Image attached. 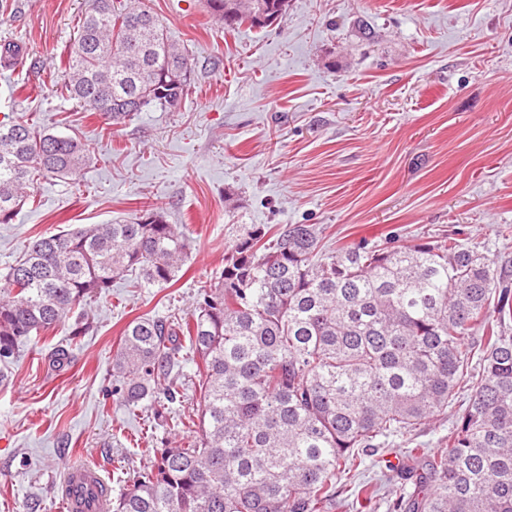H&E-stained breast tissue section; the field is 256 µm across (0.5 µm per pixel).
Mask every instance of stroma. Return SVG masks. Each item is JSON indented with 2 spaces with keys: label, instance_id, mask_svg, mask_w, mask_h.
I'll return each instance as SVG.
<instances>
[{
  "label": "stroma",
  "instance_id": "obj_1",
  "mask_svg": "<svg viewBox=\"0 0 512 512\" xmlns=\"http://www.w3.org/2000/svg\"><path fill=\"white\" fill-rule=\"evenodd\" d=\"M146 2L189 51L193 91L118 125L60 89L90 0L0 8V44L25 51L0 62V118L76 136L88 154L79 181L34 182L0 224V275L42 235L147 209L186 225L192 253L171 284L116 281L21 349L0 386V512H60L58 483L80 461L120 496L180 439L154 405L113 395L112 358L133 319L189 318L252 226L313 224L328 250L454 237L512 285V0H288L280 22L230 32L205 0ZM460 407L366 456L332 512L370 481L364 512H390L386 458L446 450Z\"/></svg>",
  "mask_w": 512,
  "mask_h": 512
}]
</instances>
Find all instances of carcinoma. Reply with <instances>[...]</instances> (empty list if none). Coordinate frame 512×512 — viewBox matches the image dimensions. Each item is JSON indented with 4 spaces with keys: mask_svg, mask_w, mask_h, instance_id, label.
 Wrapping results in <instances>:
<instances>
[{
    "mask_svg": "<svg viewBox=\"0 0 512 512\" xmlns=\"http://www.w3.org/2000/svg\"><path fill=\"white\" fill-rule=\"evenodd\" d=\"M281 0H207L227 29L261 28ZM191 63L143 0H92L67 53L64 90L115 124L174 108ZM77 139L37 123L0 121V224L39 179L77 180ZM191 260L178 225L147 210L129 224H82L34 240L0 288V384L31 336L136 270L170 284ZM473 247L446 243L326 251L313 224L273 237L255 226L203 282L189 319L137 317L112 358V393L136 407L182 398V339L198 359L187 436L113 512H330L336 480L360 452L448 412L470 392L428 468L396 471L406 512H512V289ZM482 332L479 344L470 336ZM478 361L479 370L472 369Z\"/></svg>",
    "mask_w": 512,
    "mask_h": 512,
    "instance_id": "1",
    "label": "carcinoma"
}]
</instances>
